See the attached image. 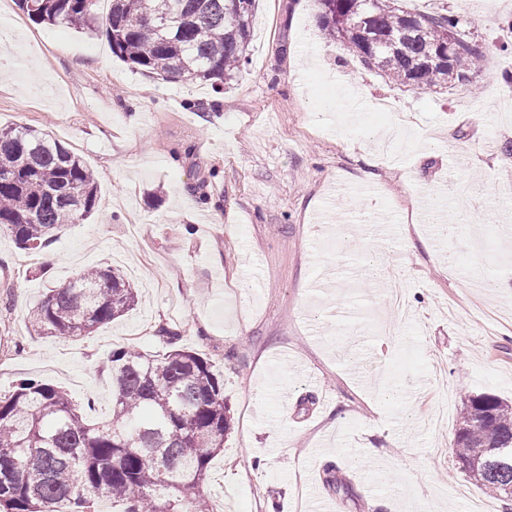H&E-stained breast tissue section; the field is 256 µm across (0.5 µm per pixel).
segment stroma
<instances>
[{
  "instance_id": "1",
  "label": "stroma",
  "mask_w": 512,
  "mask_h": 512,
  "mask_svg": "<svg viewBox=\"0 0 512 512\" xmlns=\"http://www.w3.org/2000/svg\"><path fill=\"white\" fill-rule=\"evenodd\" d=\"M398 4L464 21L484 54L467 85L392 83L326 38L314 0H260L218 89L148 76L12 0L0 127L48 133L99 191L47 252L0 234V393L36 378L104 419L112 349L176 336L231 407L200 488L212 512H308L316 493L335 512H502L451 446L464 392L512 401V0ZM92 266L130 282L134 309L77 341L31 332L47 289Z\"/></svg>"
}]
</instances>
